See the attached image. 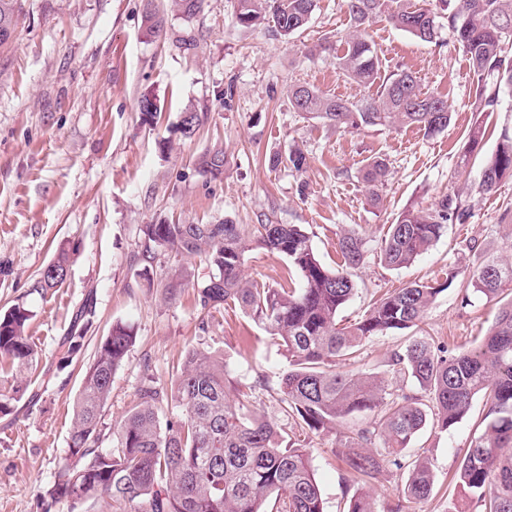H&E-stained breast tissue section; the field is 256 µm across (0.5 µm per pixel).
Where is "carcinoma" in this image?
I'll return each mask as SVG.
<instances>
[{
	"label": "carcinoma",
	"mask_w": 512,
	"mask_h": 512,
	"mask_svg": "<svg viewBox=\"0 0 512 512\" xmlns=\"http://www.w3.org/2000/svg\"><path fill=\"white\" fill-rule=\"evenodd\" d=\"M18 0H0V23L16 26ZM346 0L353 31L343 51L324 38L319 50L336 68L374 92L353 101L319 91L306 83L288 86L292 108L337 130L415 126L426 135L444 131L451 112L447 97L421 91L407 70L381 75L375 46L365 38L372 20L384 13L389 22L424 42L437 43L440 23L429 0ZM448 30L456 35L475 80L472 124L455 176L466 173L485 135L486 119L498 111L503 86L512 83V61L503 57L512 34V0H437ZM316 0H237V22L243 28L273 24L290 37L310 23ZM144 21L150 34L164 33V17L147 0ZM229 160L224 151L201 155L199 169L216 179ZM487 179L481 193L492 192L512 177V126H503L495 151L482 165ZM387 165L367 164L363 181L382 183ZM470 215L458 195H446L432 209L409 207L389 225L381 239L379 261L393 269L411 265L440 239L450 220ZM146 248L204 259L210 275L196 283L202 309L224 306L243 310L261 322L288 355L279 382L281 412L293 436L282 444L277 426L252 408L224 364V356L204 347L189 348L174 388L148 379L136 403L113 428L112 446H99L101 411L112 376L136 341L130 326L116 323L96 347L72 406L69 448L54 484L50 505H72L108 498L119 509L137 512H264L266 496L276 493L275 512H324L323 498L310 462L307 439L332 429L363 411L377 412L365 427L348 432L334 452L348 467L344 477L346 512H375L362 481L384 468L409 469L401 499L390 512H404L403 501H423L432 491L433 474L424 462L407 460L404 450L426 425L446 431L469 416L480 396L486 412L475 423L455 480L480 512H512V257L492 258L479 266L462 289L461 302L474 294L497 305L495 320L474 347L448 354L422 338L395 351L392 371L415 383L419 391L393 394L375 376L351 366L367 340L418 326L428 307L446 287L413 282L381 297L364 318L345 324L339 313L354 295L353 271L366 259L363 238L345 233L338 240L341 256L331 269L318 258L308 233L297 224H259L251 229L228 220L222 224H146ZM261 246L288 258L298 282L269 288L242 276L246 255ZM70 249L60 247L40 273L39 287L57 289L68 278ZM86 299L76 314V335L65 354L82 346L81 322L92 314ZM31 311L16 304L0 312V371L11 374L33 368L34 343L27 335ZM175 405L181 415L162 425L159 414ZM381 446L386 453L373 452Z\"/></svg>",
	"instance_id": "obj_1"
}]
</instances>
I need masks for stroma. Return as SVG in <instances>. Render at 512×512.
I'll list each match as a JSON object with an SVG mask.
<instances>
[{"label":"stroma","mask_w":512,"mask_h":512,"mask_svg":"<svg viewBox=\"0 0 512 512\" xmlns=\"http://www.w3.org/2000/svg\"><path fill=\"white\" fill-rule=\"evenodd\" d=\"M166 34H147L141 0H21L10 44L0 48V311L20 303L32 318L28 334L39 374L0 377L12 396L0 414V512H43L58 462L70 439L71 404L95 346L113 323L131 325L136 343L112 379L102 410L101 447L134 404L147 377L171 383L188 348L204 343L223 352L233 380L253 388L255 409L282 423L278 382L288 367L282 347L242 311L201 309L195 282L208 270L197 257L146 250V224H298L327 266L339 261L338 240L352 232L366 241L356 292L342 320H360L385 293L412 282H448L419 326L373 337L360 370L381 378L388 392L405 389L390 372L391 354L413 336L459 349L491 327L497 307L480 299L461 306L457 295L483 260L512 254V178L489 194L472 193L470 217L448 223L443 236L410 267L389 269L377 253L384 231L410 206L433 207L457 191V169L475 118L474 82L462 47L448 29L428 44L376 18L367 29L383 73L406 69L422 91L448 99L452 120L432 136L415 127L336 131L307 120L287 98L304 82L340 98L364 90L331 56L311 54L324 36L350 30L345 0H318L301 33L241 28L236 0H204L187 17L170 0H156ZM161 112L145 121L143 94ZM205 113L192 138L177 124L184 109ZM221 149L223 177L196 166ZM301 150L302 170L272 166L274 155ZM385 160L382 202L372 205L361 181L373 159ZM73 248L66 285L41 290V270L61 245ZM188 280L175 296L165 285L174 270ZM289 269L278 253L257 247L244 265L247 279L277 286ZM95 313L81 352L65 356L61 342L86 298ZM484 413L474 399L467 419L441 431L425 427L406 450L432 469L429 498L407 512H467L472 503L452 475L474 422ZM340 432L310 438L311 464L324 512H343L345 468L333 450Z\"/></svg>","instance_id":"35a3bbf8"}]
</instances>
